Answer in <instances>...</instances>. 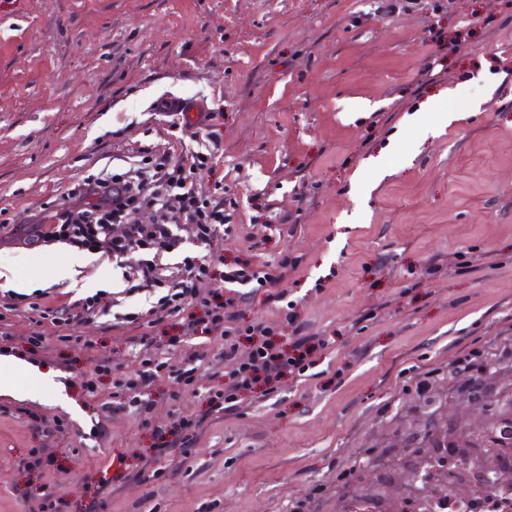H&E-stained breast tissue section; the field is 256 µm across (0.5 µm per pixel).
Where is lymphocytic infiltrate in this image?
<instances>
[{"mask_svg":"<svg viewBox=\"0 0 512 512\" xmlns=\"http://www.w3.org/2000/svg\"><path fill=\"white\" fill-rule=\"evenodd\" d=\"M174 143L171 149L154 143L144 145L128 168H103L83 177L49 219L32 220L20 238L29 246L62 242L111 257L122 271L126 295L142 294L150 300L148 307L121 313L123 324L141 327L171 321L178 330L174 337L178 343L209 334L223 338V385L208 389L204 413L167 426L153 420L146 389L166 378L187 386L202 381L199 358L175 357L149 336L137 337L136 375L115 379L105 406L115 411L135 410L142 426L150 429L154 453L159 457L175 451L191 454L205 419L237 413L245 394L256 391L269 400L277 396L284 377H305L312 353L324 345L322 339L296 335L283 346L272 340L269 325L240 326L235 300L255 284L270 287V300L280 301L286 294L283 283L288 263L283 260L274 265L266 262L220 269L224 238L236 204L205 194L197 186L201 173L214 167L219 141L211 134L195 132L187 140L176 137ZM183 224L194 225L196 249H188L180 235ZM168 254L179 257L170 272L162 264ZM209 277L219 279L223 291L201 294L198 284ZM30 309L37 325L58 329L104 321L110 315L94 295L65 306L34 303ZM243 339L249 343L244 356L239 353Z\"/></svg>","mask_w":512,"mask_h":512,"instance_id":"obj_1","label":"lymphocytic infiltrate"}]
</instances>
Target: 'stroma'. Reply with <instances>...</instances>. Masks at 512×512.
I'll return each mask as SVG.
<instances>
[{
    "instance_id": "stroma-1",
    "label": "stroma",
    "mask_w": 512,
    "mask_h": 512,
    "mask_svg": "<svg viewBox=\"0 0 512 512\" xmlns=\"http://www.w3.org/2000/svg\"><path fill=\"white\" fill-rule=\"evenodd\" d=\"M171 98L216 113L223 185L238 217L224 261L288 260V295L239 304L242 325L327 337L301 383L208 419L190 456L145 465L150 430L100 408L101 365L134 374V328L45 329L12 317L11 355L58 372L62 407L0 392V512H336L340 474L397 445L410 399L474 349L512 339V0H0V225L28 223L89 172L159 142ZM443 112L457 120L433 127ZM296 230L281 224L284 215ZM34 254L39 286L62 243L0 241V267ZM94 381L89 394L85 381ZM214 377L152 389L154 419L199 414ZM51 466L25 471L32 449ZM30 487L28 501L15 496Z\"/></svg>"
}]
</instances>
